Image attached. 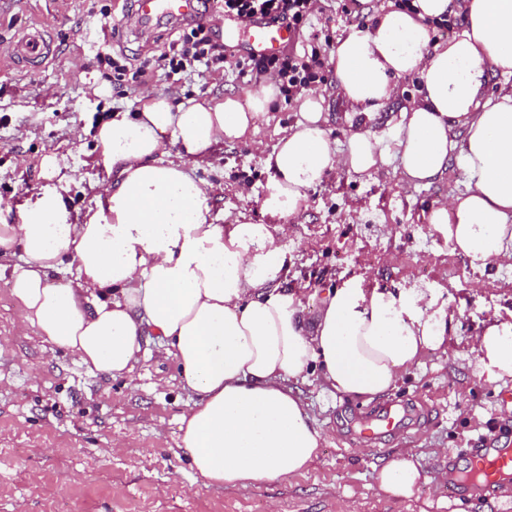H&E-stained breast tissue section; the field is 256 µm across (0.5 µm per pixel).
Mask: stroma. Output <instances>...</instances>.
Returning <instances> with one entry per match:
<instances>
[{
    "mask_svg": "<svg viewBox=\"0 0 512 512\" xmlns=\"http://www.w3.org/2000/svg\"><path fill=\"white\" fill-rule=\"evenodd\" d=\"M385 0H319L328 33L339 39L371 26ZM133 0H0V51L29 26L43 29L52 55L14 65L0 59V212L17 221L27 201L52 188L41 177L46 151L67 155L72 169V223L97 207L109 181L94 133L107 112H134L143 91L174 102L241 93L248 82L234 62L167 79L157 59L179 27L160 20L138 24ZM114 54L149 61L144 85L117 82L97 66L101 44ZM338 146L351 134L336 76L326 69L317 90ZM297 107L278 103L256 132L225 144L196 166L203 186L222 185L214 215L232 223L239 215L267 224L262 208L271 173L264 164L294 124ZM463 169L427 187L402 185L393 165L358 175L329 171L309 190L306 208L291 218L288 284L300 289L306 318L316 314L327 285L359 275L364 287L417 282L439 289L457 311V330L442 353L390 395L362 404L335 399L317 383L300 384L312 418L327 438L302 474L247 487L210 485L177 446L179 421L193 403L179 382L173 358L153 334L131 377L112 378L75 364L36 329L19 330L21 309L0 275V512H512V487L486 502L450 497L438 479L448 463L463 466L481 441L512 446V379L487 383L478 376L470 338L489 313L512 314V270L473 272L426 224L435 201L465 188ZM410 409L400 432L369 443L358 438L360 421L389 405ZM412 450L421 477L414 495L395 499L378 485L380 466Z\"/></svg>",
    "mask_w": 512,
    "mask_h": 512,
    "instance_id": "stroma-1",
    "label": "stroma"
}]
</instances>
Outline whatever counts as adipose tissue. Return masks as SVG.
I'll list each match as a JSON object with an SVG mask.
<instances>
[{
  "label": "adipose tissue",
  "instance_id": "obj_1",
  "mask_svg": "<svg viewBox=\"0 0 512 512\" xmlns=\"http://www.w3.org/2000/svg\"><path fill=\"white\" fill-rule=\"evenodd\" d=\"M446 15L463 17L461 31L432 42L430 22ZM332 62L357 130L337 149L323 98L298 97V120L264 160L270 223L217 224L191 171L267 116L277 90L260 85L176 105L146 94L138 111L113 113L96 130L111 177L96 211L70 223L53 188L26 205L19 223L0 224L21 329H37L79 365L115 378L133 372L144 333L157 336L196 396L179 445L213 485L285 479L317 458L325 436L290 380L313 377L332 395L370 402L442 350L455 329L438 290H369L358 277L326 288L315 318L303 316L280 240L285 218L328 171L362 174L392 161L401 182L419 187L460 166L466 189L428 209L430 229L474 271L512 268V0L380 7L372 29L338 40ZM405 76L420 79L418 102L374 132ZM473 349L487 381L512 378V322L488 315ZM419 480L408 452L379 471L381 491L396 498L411 497Z\"/></svg>",
  "mask_w": 512,
  "mask_h": 512
}]
</instances>
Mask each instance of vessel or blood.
Here are the masks:
<instances>
[{
    "label": "vessel or blood",
    "mask_w": 512,
    "mask_h": 512,
    "mask_svg": "<svg viewBox=\"0 0 512 512\" xmlns=\"http://www.w3.org/2000/svg\"><path fill=\"white\" fill-rule=\"evenodd\" d=\"M140 22H148L154 18L170 20L187 18L195 13V0H135ZM224 34L228 39L245 36L252 51L256 53H271L281 48L291 37L284 28L267 24H251L243 26L231 22L224 26ZM50 53V46L40 29L25 33L14 42L8 52L11 61H36L45 58ZM405 418L404 413L388 409L375 420L364 424L362 437L375 438L379 431H398ZM476 484L482 493L494 492L504 485H512V448L483 447L473 449L470 454V464L467 475L449 471L447 484L449 491H466L469 484Z\"/></svg>",
    "instance_id": "b4317fda"
}]
</instances>
